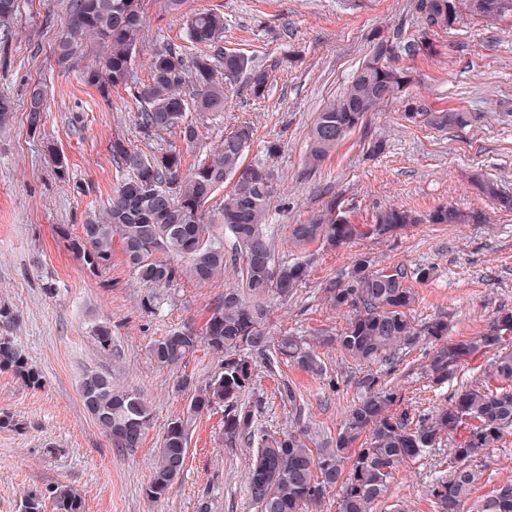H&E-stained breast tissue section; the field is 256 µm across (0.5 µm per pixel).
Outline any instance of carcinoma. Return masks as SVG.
<instances>
[{"label":"carcinoma","instance_id":"carcinoma-1","mask_svg":"<svg viewBox=\"0 0 512 512\" xmlns=\"http://www.w3.org/2000/svg\"><path fill=\"white\" fill-rule=\"evenodd\" d=\"M140 2L71 0L55 56L58 68L68 70L83 55L84 44L95 45L97 59L80 72L83 83L96 88L106 101L110 91L128 90L137 104L133 122L142 138L170 131L186 145L193 144L197 130L186 113L224 109L225 92L241 78L247 80L253 97H264L269 70L248 54L224 48V15L211 11L187 15L182 41L159 45L152 53L146 80H139L133 62L144 35ZM420 4L431 24L416 35L407 33L400 23L378 29L367 58L343 93L327 100L318 112L304 159L307 170L318 168L368 113L390 101L402 104L411 123L422 118L441 130L472 125L469 112L431 110L407 94L412 76L402 60L432 52L428 31L446 30L464 15L485 21L511 18L512 0H413V9ZM17 9L18 0H0V31L6 38ZM44 96L45 85L39 82L27 115L44 114ZM14 118V102L0 96V130L12 127ZM252 140L253 127L238 126L184 175V156L177 147L149 157L122 139H113L112 159L129 176L115 186L107 209L88 216L81 235L70 240V249L86 269L96 272L109 264L117 237L127 266L152 291L172 288L185 279L209 282L224 275L226 255L224 236L213 233L205 205L224 182L232 180V189L224 194L221 218L242 260L241 287L224 291L210 308L202 332L184 326L150 346L152 358L161 367L181 364L202 344L219 358L220 372L209 382L199 385L188 376L177 381L178 389L194 390L189 416L222 405L224 441L245 437L255 446L247 489L259 512H315L332 489L337 512H373L399 466L444 441L448 442L449 475L431 485L430 496L435 512H461L482 481L478 456L498 447L512 429V350L506 343V336L512 335V310L498 311L481 335L450 341L446 321L433 319L419 325L410 318L416 294L408 281L412 277L425 280L429 272L398 264L381 266L369 256L355 255L350 266L322 288L326 303L347 314V322L334 335L316 337V343L334 346L358 363L379 364L388 370L396 366L399 353L428 345L421 370L435 385L451 380L462 362L490 353L493 359L483 372L484 379L460 386L444 404L414 420L397 412L401 394L386 374L369 369L358 380L360 397L344 413L336 437L320 448H309L311 438L305 430L287 434L258 430L254 406L242 404L253 389L254 357H263L273 366L291 363L313 377L323 375L324 367L316 343L286 331L271 336L266 328V300L294 295L309 281L311 268L305 260L275 262L274 239L266 224L277 176L268 164H243ZM47 150L55 177L69 181L66 158L52 143ZM477 186L500 209L512 211V197L502 194L493 181L481 179ZM474 216L473 211L448 205L425 215L392 205L372 213L370 222L354 224L331 200L307 223L292 225L289 241L297 247L317 242L325 249L336 248L362 236L386 239L413 224H471ZM18 323V312L0 303V371L39 389L44 376L14 336ZM93 333L100 350H112L109 323L96 324ZM80 392L113 447L140 446L152 410L138 390L118 388L110 374L92 371L84 375ZM188 440L185 417L172 419L146 487L148 498H163L182 476ZM48 504L53 512H85L79 490L59 483L27 491L19 512H45ZM470 512H512V482L474 500Z\"/></svg>","mask_w":512,"mask_h":512}]
</instances>
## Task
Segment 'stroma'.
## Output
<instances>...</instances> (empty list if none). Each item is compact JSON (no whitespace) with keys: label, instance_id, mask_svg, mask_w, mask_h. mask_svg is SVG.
Returning a JSON list of instances; mask_svg holds the SVG:
<instances>
[{"label":"stroma","instance_id":"35a3bbf8","mask_svg":"<svg viewBox=\"0 0 512 512\" xmlns=\"http://www.w3.org/2000/svg\"><path fill=\"white\" fill-rule=\"evenodd\" d=\"M69 2L18 0L11 36L0 42V95L16 108L11 129L0 133V302L18 311L17 339L44 375L42 388L33 390L0 372V409L23 423L17 431L0 429V512H19L27 490L51 483L77 488L85 512H258L246 485L253 450L243 442H224L220 406L192 417L185 471L169 493L157 501L145 494L164 431L171 419L186 414L192 397L177 389V380L185 375L202 384L219 370L203 347L167 368L156 365L149 347L173 329H202L211 305L226 288L239 285L241 276L230 261L219 279H186L157 291L151 308L145 304L150 292L130 271L120 245H113L109 265L95 273L69 249V238L80 235L88 212L107 206L126 175L112 159L113 137H125L149 155L182 146L176 134L150 142L140 138L129 120L134 101L127 90L105 99L81 83L79 69H58L53 48ZM411 5L412 0H363L353 9L346 0H185L182 12L172 13L159 0H142L145 36L133 65L139 79H146L148 59L160 43L179 41L184 14L205 10L223 13L225 47L271 69L263 98H253L242 85L223 111L188 112L199 136L193 146L182 147L186 164H193L243 122L254 129L246 163L265 162V141L282 144L273 162L278 179L269 208L275 258L309 259L312 273L292 298L269 299L271 333L288 330L310 338L341 329L346 319L325 303L322 288L360 253L384 264L429 269L428 280L410 282L417 294L412 318H443L449 340L478 336L498 310H512V213L473 182L483 176L512 194V18L490 24L461 17L452 28L430 33L435 55L405 61L413 75L412 95L434 109L475 115L472 126L440 131L413 124L400 104L390 102L368 113L319 169L304 168L317 112L342 92L377 28L402 21L416 31ZM36 82L46 87V117L42 134L33 136L25 117L27 90ZM377 140L384 145L378 155L372 152ZM49 142L66 157L69 182L56 179L45 149ZM332 199L357 224L392 204L424 214L455 204L486 220L417 224L386 240L357 238L329 251L316 243L290 245L291 225L305 223ZM101 320L112 327L106 353L92 336ZM318 354L325 368L320 377L255 360L249 401L257 407L259 427L280 433L304 428L317 443L335 436L344 410L359 397L363 367L333 347H319ZM490 361V355L477 356L437 386L421 375L424 349L404 351L393 375L402 390L401 410L413 417L429 412L460 383L479 381ZM88 370L110 372L117 384L138 389L149 401L152 420L140 447L113 448L88 413L79 390ZM286 383L296 403L282 396ZM480 462L484 479L475 496L512 480V431L499 447L485 450ZM447 473L444 445L403 464L377 512H435L429 487Z\"/></svg>","mask_w":512,"mask_h":512}]
</instances>
